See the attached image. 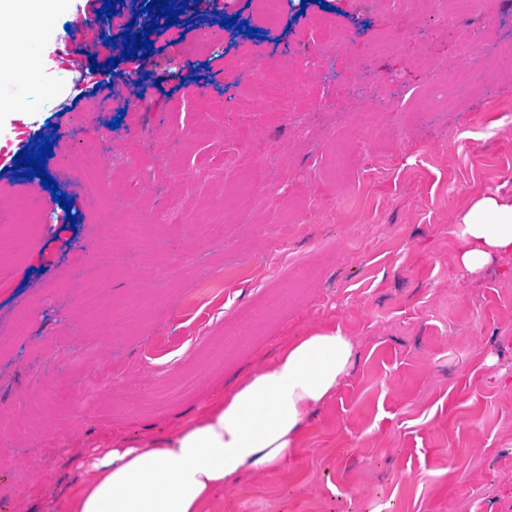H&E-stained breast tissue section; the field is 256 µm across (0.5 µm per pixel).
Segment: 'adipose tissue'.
<instances>
[{
    "mask_svg": "<svg viewBox=\"0 0 512 512\" xmlns=\"http://www.w3.org/2000/svg\"><path fill=\"white\" fill-rule=\"evenodd\" d=\"M458 261L468 272L512 254V195L474 201L457 224ZM354 342L336 329L294 337L276 357L215 396L203 414L146 444L116 437L91 455L95 480L75 491L68 512H198L248 470L285 462L311 410L348 373Z\"/></svg>",
    "mask_w": 512,
    "mask_h": 512,
    "instance_id": "ef3b65f1",
    "label": "adipose tissue"
}]
</instances>
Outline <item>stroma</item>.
<instances>
[{
    "label": "stroma",
    "instance_id": "obj_1",
    "mask_svg": "<svg viewBox=\"0 0 512 512\" xmlns=\"http://www.w3.org/2000/svg\"><path fill=\"white\" fill-rule=\"evenodd\" d=\"M142 2L116 4L113 40L83 80L56 51L67 28L99 31L88 0L18 18L35 65L0 90V222L16 201L38 209L21 256L0 238V512H66L112 437L176 432L314 328L352 336L348 375L288 461L240 474L199 512H512V257L467 273L455 234L473 200L512 194V0H484L452 31L437 0H420L390 53L375 48L386 0H283L274 27L256 0H192L190 32L168 30L138 64L123 33L143 28ZM234 16L248 31L222 29ZM323 16L346 36L324 80L308 41ZM485 26L491 37L458 57L456 41ZM204 29L224 34L213 83L205 56H172ZM242 53L289 98L267 105L230 65ZM119 77L142 83L140 102ZM218 97L221 115L206 106ZM39 133L71 211L40 178L6 171ZM229 139L266 192L225 212L223 237H199L224 196ZM101 161L122 180L87 209L65 173ZM160 209L166 229L120 239L118 225ZM158 336L171 346L155 351ZM188 375L194 388L168 399Z\"/></svg>",
    "mask_w": 512,
    "mask_h": 512
}]
</instances>
